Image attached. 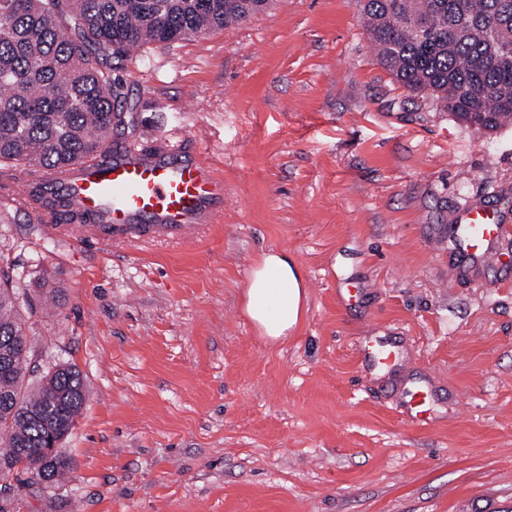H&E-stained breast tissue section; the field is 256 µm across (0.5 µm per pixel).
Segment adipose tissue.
Returning a JSON list of instances; mask_svg holds the SVG:
<instances>
[{
    "mask_svg": "<svg viewBox=\"0 0 512 512\" xmlns=\"http://www.w3.org/2000/svg\"><path fill=\"white\" fill-rule=\"evenodd\" d=\"M306 300L303 272L287 252L260 253L243 296V311L258 335L269 343L287 339L306 313Z\"/></svg>",
    "mask_w": 512,
    "mask_h": 512,
    "instance_id": "obj_1",
    "label": "adipose tissue"
}]
</instances>
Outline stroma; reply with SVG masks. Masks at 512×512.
Here are the masks:
<instances>
[{"label": "stroma", "instance_id": "35a3bbf8", "mask_svg": "<svg viewBox=\"0 0 512 512\" xmlns=\"http://www.w3.org/2000/svg\"><path fill=\"white\" fill-rule=\"evenodd\" d=\"M119 148L185 140L221 219L141 244L41 210L0 217L40 371L86 402L61 485L9 512H512V264H453L464 207L512 225V124L490 133L402 87L357 0H275L250 21L122 56ZM267 248L307 311L267 345L242 310ZM401 353L363 365L366 345ZM427 393L428 425L401 413Z\"/></svg>", "mask_w": 512, "mask_h": 512}]
</instances>
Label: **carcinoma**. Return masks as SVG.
<instances>
[{
	"mask_svg": "<svg viewBox=\"0 0 512 512\" xmlns=\"http://www.w3.org/2000/svg\"><path fill=\"white\" fill-rule=\"evenodd\" d=\"M272 0H0V167L47 173L110 155L126 124L111 58L241 25ZM379 63L415 95L494 132L512 122V0H359ZM61 187L32 183V207ZM20 292L0 277V499L58 481L63 439L85 403L73 364L29 361Z\"/></svg>",
	"mask_w": 512,
	"mask_h": 512,
	"instance_id": "1",
	"label": "carcinoma"
}]
</instances>
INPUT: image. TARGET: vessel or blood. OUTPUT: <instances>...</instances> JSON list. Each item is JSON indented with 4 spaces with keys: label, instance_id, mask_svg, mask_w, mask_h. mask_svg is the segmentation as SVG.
<instances>
[{
    "label": "vessel or blood",
    "instance_id": "1",
    "mask_svg": "<svg viewBox=\"0 0 512 512\" xmlns=\"http://www.w3.org/2000/svg\"><path fill=\"white\" fill-rule=\"evenodd\" d=\"M183 141L170 145L167 157L150 149H132L110 158L79 163L44 174L50 184L66 187L74 205L86 216L81 232L95 235L97 220L112 226L115 236L130 240L175 239L195 225L215 223L214 204L224 194L216 169L207 163L183 162ZM512 226L500 223L490 208L466 211L454 243L474 258L499 252Z\"/></svg>",
    "mask_w": 512,
    "mask_h": 512
}]
</instances>
